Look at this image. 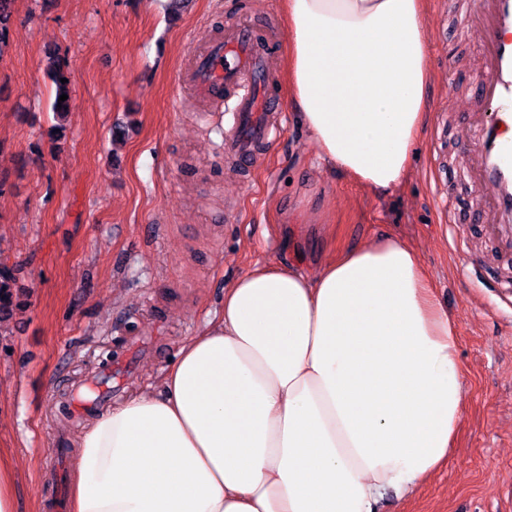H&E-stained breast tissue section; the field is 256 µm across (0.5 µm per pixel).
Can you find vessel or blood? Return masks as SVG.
Returning <instances> with one entry per match:
<instances>
[{"label": "vessel or blood", "mask_w": 512, "mask_h": 512, "mask_svg": "<svg viewBox=\"0 0 512 512\" xmlns=\"http://www.w3.org/2000/svg\"><path fill=\"white\" fill-rule=\"evenodd\" d=\"M478 35L483 76L476 88L479 108L459 150L477 195L466 217L478 225L497 253L512 260V0H467L461 14ZM280 44L272 33L244 23L197 53L189 82L203 98L230 93L232 124L224 133V155L250 176L281 132V105L271 92L268 67Z\"/></svg>", "instance_id": "1"}]
</instances>
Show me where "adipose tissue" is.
I'll use <instances>...</instances> for the list:
<instances>
[{"instance_id":"1","label":"adipose tissue","mask_w":512,"mask_h":512,"mask_svg":"<svg viewBox=\"0 0 512 512\" xmlns=\"http://www.w3.org/2000/svg\"><path fill=\"white\" fill-rule=\"evenodd\" d=\"M426 0H284L287 78L318 156L405 182L426 122ZM457 324L391 235L310 277L255 263L159 391L77 438L70 512H375L448 461L463 422Z\"/></svg>"}]
</instances>
